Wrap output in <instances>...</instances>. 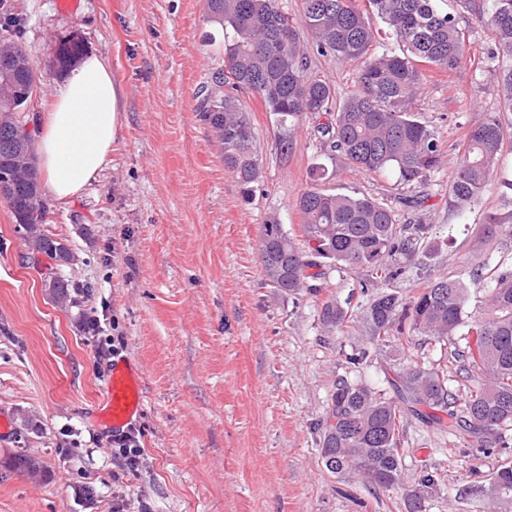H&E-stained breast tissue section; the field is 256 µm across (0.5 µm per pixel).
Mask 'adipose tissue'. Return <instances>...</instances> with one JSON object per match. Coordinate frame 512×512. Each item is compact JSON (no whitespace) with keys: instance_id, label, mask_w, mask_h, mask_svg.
Wrapping results in <instances>:
<instances>
[{"instance_id":"obj_1","label":"adipose tissue","mask_w":512,"mask_h":512,"mask_svg":"<svg viewBox=\"0 0 512 512\" xmlns=\"http://www.w3.org/2000/svg\"><path fill=\"white\" fill-rule=\"evenodd\" d=\"M120 128V88L108 64L87 54L55 85L38 126L43 179L56 201L67 203L97 181Z\"/></svg>"}]
</instances>
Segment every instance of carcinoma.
Returning <instances> with one entry per match:
<instances>
[{"instance_id": "carcinoma-1", "label": "carcinoma", "mask_w": 512, "mask_h": 512, "mask_svg": "<svg viewBox=\"0 0 512 512\" xmlns=\"http://www.w3.org/2000/svg\"><path fill=\"white\" fill-rule=\"evenodd\" d=\"M302 0L294 20L278 0H206L208 20L224 33V69L215 72L199 103V117L215 135L225 169L243 198L253 196L262 170L255 133L241 94H256L280 129L303 118L316 120L312 133L322 148L369 172L391 171L410 186L442 168L444 150L429 125L411 112L422 68L451 74L467 60L470 41L460 20L474 15L489 45L480 71L497 72L502 87L500 111L490 112L467 132L452 162L449 192L461 213L480 205L497 172L505 140L512 136L501 113L512 112V0ZM387 24L402 46L398 53H375L371 14ZM311 39L301 48L300 32ZM76 40L66 42L53 67L63 70L81 54ZM335 57L356 65L353 88L338 98L334 84L311 72L312 56ZM33 73L23 46L0 43V184L30 250L58 261H72L69 249L44 229L47 204L42 194L30 136L16 112L31 96ZM328 170L312 167L311 183L297 196L303 242L283 229L279 214L262 224L259 253L265 284L280 294L317 291L314 281L327 264L369 273L385 288L364 311L368 345L348 357L356 366L370 348L385 346L405 323L445 349L438 363L407 361L390 381L393 395L358 380L336 378L316 423L325 469L342 479L358 475L374 488L405 485L401 445L408 418L415 416L470 448H504L512 431V267L485 279L479 270L432 279L411 298L387 287L404 279L427 258L424 239L432 225L398 223L392 204L356 193L322 187ZM53 300L72 303V284L62 277L49 283ZM481 306L469 311L471 295ZM323 323L340 329L348 310L330 299L321 308ZM468 336L460 346L457 336ZM467 383L465 394L448 388L451 377ZM444 483L437 474L420 476L408 493L410 512ZM490 491L512 504V463L502 465Z\"/></svg>"}]
</instances>
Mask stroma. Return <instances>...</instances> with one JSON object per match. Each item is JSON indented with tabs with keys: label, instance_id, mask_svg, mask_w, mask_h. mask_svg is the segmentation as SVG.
Masks as SVG:
<instances>
[{
	"label": "stroma",
	"instance_id": "obj_1",
	"mask_svg": "<svg viewBox=\"0 0 512 512\" xmlns=\"http://www.w3.org/2000/svg\"><path fill=\"white\" fill-rule=\"evenodd\" d=\"M470 62L447 74L426 71L413 103L449 154L468 126L498 111L499 88L473 91L474 63L486 36L467 16ZM20 43L39 72L18 117L36 132L60 73V42L80 41L101 56L122 90L121 132L101 177L65 205L49 202L45 227L71 251L60 264L32 256L7 204L0 202V512H409L407 492L337 479L321 460L313 424L336 377L388 390L406 358L430 363L438 345L412 331L392 338L359 367L347 362L361 345L363 310L376 293L364 271L326 268L316 293L274 294L259 256L261 226L278 213L302 239L294 207L318 162L329 185L419 199L398 206L403 224L439 227L418 276L397 283L403 296L429 279L465 266L512 265V202L498 180L466 216L449 202L451 171L403 186L390 174L328 159L296 124L292 149L280 155L279 129L261 99L244 96L254 127L262 181L251 201L225 169L198 114L199 92L224 67V35L208 22L205 0H0V40ZM61 276L89 295L58 307L45 283ZM347 304L342 330L328 331L321 307ZM98 317L104 335L123 336L121 356L142 371V407L132 421L143 456L130 470L118 449L96 447L110 435L98 401L112 376L81 329ZM24 455L38 475L14 470ZM512 461V445L486 453L410 421L403 444L406 479L428 469L445 482L425 512H512L489 491L493 473Z\"/></svg>",
	"mask_w": 512,
	"mask_h": 512
}]
</instances>
